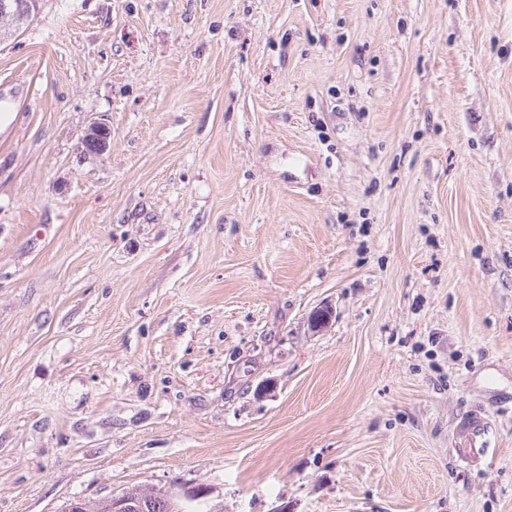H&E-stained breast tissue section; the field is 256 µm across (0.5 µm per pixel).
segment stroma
Wrapping results in <instances>:
<instances>
[{"instance_id": "stroma-1", "label": "stroma", "mask_w": 512, "mask_h": 512, "mask_svg": "<svg viewBox=\"0 0 512 512\" xmlns=\"http://www.w3.org/2000/svg\"><path fill=\"white\" fill-rule=\"evenodd\" d=\"M0 110V512H512V0H42ZM111 127L100 121H94L81 142V152L87 155H99L108 146L111 139ZM486 431V423L480 415L474 414L466 417L461 424L462 441L458 447L460 456L471 458L476 454H483L485 448H476V445L479 441H481V446L483 445L482 439ZM128 493L142 497L146 504L147 512H187L173 496L156 489L141 487L128 488ZM85 504V503H84ZM136 500H131L126 493L112 495V511L113 512H136ZM86 506V504H85ZM85 511L78 512H112L110 503L107 499H99L92 504V510L87 506Z\"/></svg>"}]
</instances>
